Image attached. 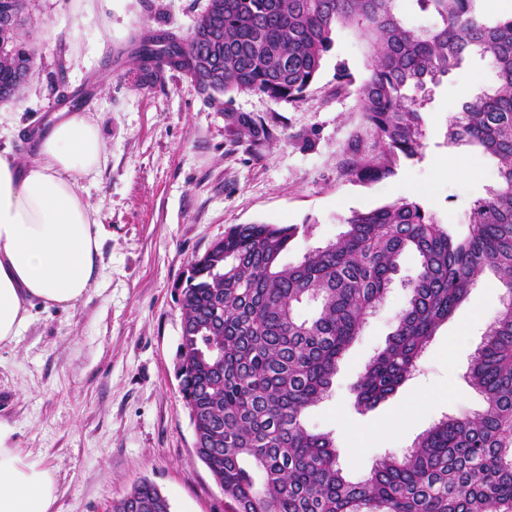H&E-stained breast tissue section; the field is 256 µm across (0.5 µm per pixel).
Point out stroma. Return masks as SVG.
I'll return each instance as SVG.
<instances>
[{"mask_svg":"<svg viewBox=\"0 0 512 512\" xmlns=\"http://www.w3.org/2000/svg\"><path fill=\"white\" fill-rule=\"evenodd\" d=\"M80 2L28 0L34 65L19 99L0 105V148L32 161L24 134L46 125L61 93L80 95L106 146L99 175L83 184L99 211L103 269L82 300L38 312L18 342L0 350V429L54 473L53 512H109L144 480L171 512H229L230 501L195 454L176 378L180 285L191 260L232 225L267 223L298 226L282 256L294 263L335 239L350 211L401 198L465 234L480 193L434 169L462 157L485 173V186L494 185L490 160L447 139L449 106H460L492 75L465 65L443 78L423 113L421 155L387 179L360 183L347 167L372 154L376 135L355 94L337 93L336 69L345 67L358 82L368 77L361 33L336 31L301 101L255 93L228 101L201 93L175 70L152 85L140 78L135 37L147 30L187 35L207 0H95L89 12ZM239 113L265 124L263 144L250 146L240 135L233 120ZM418 267L415 253L401 256L389 294L344 353L328 395L304 416L307 429L332 434L352 479L366 476L381 455L406 452L444 415L484 406L465 374L502 308V290L486 274L394 395L364 412L354 404L353 386L385 346Z\"/></svg>","mask_w":512,"mask_h":512,"instance_id":"stroma-1","label":"stroma"}]
</instances>
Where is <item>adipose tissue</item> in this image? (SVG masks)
<instances>
[{
    "label": "adipose tissue",
    "instance_id": "ef3b65f1",
    "mask_svg": "<svg viewBox=\"0 0 512 512\" xmlns=\"http://www.w3.org/2000/svg\"><path fill=\"white\" fill-rule=\"evenodd\" d=\"M106 146L84 112L42 132L27 165L0 154V349L15 344L36 310L68 309L102 270L97 210L83 195ZM53 473L0 430V512H51Z\"/></svg>",
    "mask_w": 512,
    "mask_h": 512
}]
</instances>
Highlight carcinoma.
<instances>
[{"instance_id": "cac0c4a2", "label": "carcinoma", "mask_w": 512, "mask_h": 512, "mask_svg": "<svg viewBox=\"0 0 512 512\" xmlns=\"http://www.w3.org/2000/svg\"><path fill=\"white\" fill-rule=\"evenodd\" d=\"M184 38L149 35L137 59L146 83L165 69L213 94L261 93L296 103L316 80L340 27L368 39L370 74L360 85L342 66L336 91L354 88L375 128L377 153L349 174L377 181L421 155L429 85L472 59L494 83L451 116L448 142L495 161L497 184L456 235L417 201L401 199L342 219L345 230L294 265L281 264L294 224H237L195 258L182 289L177 377L197 416L195 452L234 512H512V16L488 18L479 0H414L432 19L412 27L398 0H222ZM0 103L16 98L34 52L23 29L26 0H0ZM256 146L269 138L253 117L235 116ZM407 249L420 257L386 344L354 384L357 406L385 401L416 369L441 324L490 271L503 312L468 368L483 410L444 416L401 456L377 458L365 479H348L333 438L309 431L304 411L327 396L338 362L385 298ZM316 303L300 319L295 307ZM113 512H171L143 482Z\"/></svg>"}]
</instances>
